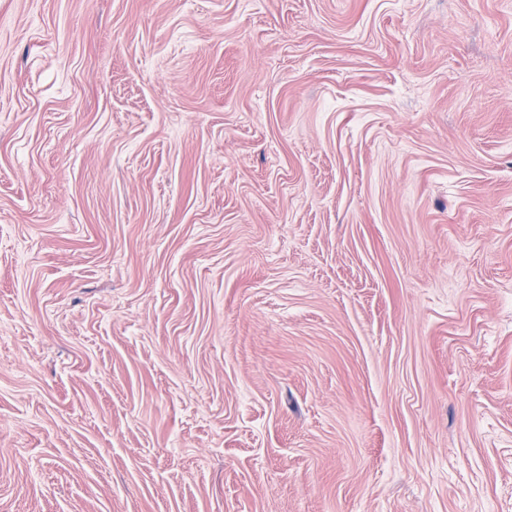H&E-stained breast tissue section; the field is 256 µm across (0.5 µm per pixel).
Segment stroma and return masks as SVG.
Returning a JSON list of instances; mask_svg holds the SVG:
<instances>
[{"label": "stroma", "instance_id": "1", "mask_svg": "<svg viewBox=\"0 0 512 512\" xmlns=\"http://www.w3.org/2000/svg\"><path fill=\"white\" fill-rule=\"evenodd\" d=\"M0 512H512V0H0Z\"/></svg>", "mask_w": 512, "mask_h": 512}]
</instances>
